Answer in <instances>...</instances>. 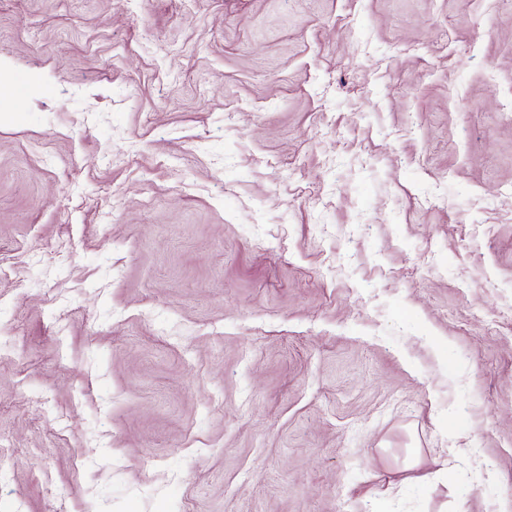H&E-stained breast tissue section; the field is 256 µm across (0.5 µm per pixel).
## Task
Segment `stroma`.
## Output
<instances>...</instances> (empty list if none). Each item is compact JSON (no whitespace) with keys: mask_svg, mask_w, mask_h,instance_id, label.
I'll return each instance as SVG.
<instances>
[{"mask_svg":"<svg viewBox=\"0 0 512 512\" xmlns=\"http://www.w3.org/2000/svg\"><path fill=\"white\" fill-rule=\"evenodd\" d=\"M0 512H512V10L0 0Z\"/></svg>","mask_w":512,"mask_h":512,"instance_id":"35a3bbf8","label":"stroma"}]
</instances>
